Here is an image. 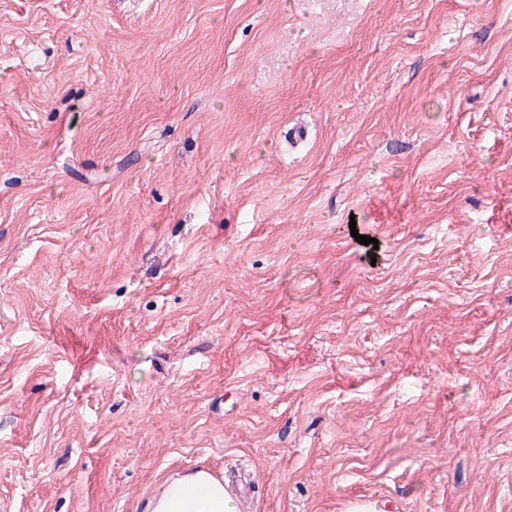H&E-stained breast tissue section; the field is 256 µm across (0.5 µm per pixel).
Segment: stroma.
<instances>
[{"instance_id":"35a3bbf8","label":"stroma","mask_w":512,"mask_h":512,"mask_svg":"<svg viewBox=\"0 0 512 512\" xmlns=\"http://www.w3.org/2000/svg\"><path fill=\"white\" fill-rule=\"evenodd\" d=\"M198 469L512 512V0H0V512Z\"/></svg>"}]
</instances>
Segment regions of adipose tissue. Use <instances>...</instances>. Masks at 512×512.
<instances>
[{"mask_svg": "<svg viewBox=\"0 0 512 512\" xmlns=\"http://www.w3.org/2000/svg\"><path fill=\"white\" fill-rule=\"evenodd\" d=\"M144 512H236L222 480L203 470L164 481Z\"/></svg>", "mask_w": 512, "mask_h": 512, "instance_id": "obj_1", "label": "adipose tissue"}]
</instances>
